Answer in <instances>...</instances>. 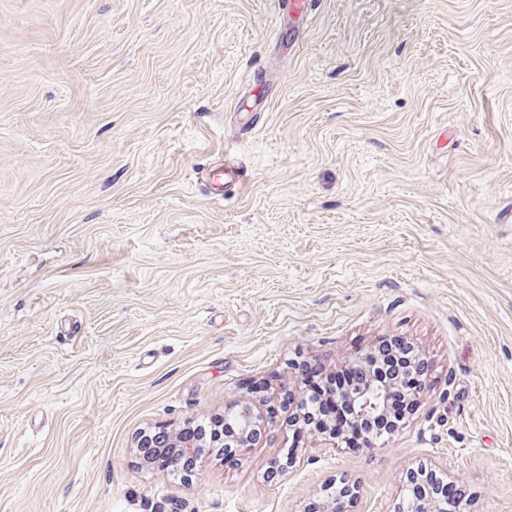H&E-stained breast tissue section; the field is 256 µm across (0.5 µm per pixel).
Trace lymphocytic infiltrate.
Returning a JSON list of instances; mask_svg holds the SVG:
<instances>
[{
    "label": "lymphocytic infiltrate",
    "mask_w": 512,
    "mask_h": 512,
    "mask_svg": "<svg viewBox=\"0 0 512 512\" xmlns=\"http://www.w3.org/2000/svg\"><path fill=\"white\" fill-rule=\"evenodd\" d=\"M428 370V361L419 349L411 342L393 338L331 370L318 363H303V402H296L290 392L284 391L278 400L268 403L267 413L276 417L291 412L301 429H320L341 437L347 447L365 448L373 438L391 434L413 410L412 392ZM372 375L393 381L391 401L384 414L360 419L347 403L336 400L335 393Z\"/></svg>",
    "instance_id": "lymphocytic-infiltrate-1"
}]
</instances>
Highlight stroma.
<instances>
[{
    "instance_id": "35a3bbf8",
    "label": "stroma",
    "mask_w": 512,
    "mask_h": 512,
    "mask_svg": "<svg viewBox=\"0 0 512 512\" xmlns=\"http://www.w3.org/2000/svg\"><path fill=\"white\" fill-rule=\"evenodd\" d=\"M0 0V512H307L409 469L512 512V0ZM234 156L241 189L200 171ZM402 336L388 441L271 423L189 479L142 431ZM294 448L288 475L268 461ZM324 491L329 501L325 512H354L352 508L359 496V487L355 482L341 477L327 486Z\"/></svg>"
}]
</instances>
